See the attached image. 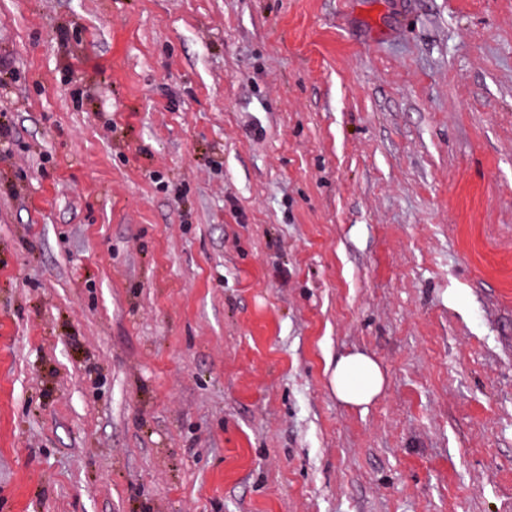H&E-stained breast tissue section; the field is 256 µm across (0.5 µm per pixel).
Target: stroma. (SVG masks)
Instances as JSON below:
<instances>
[{"mask_svg": "<svg viewBox=\"0 0 512 512\" xmlns=\"http://www.w3.org/2000/svg\"><path fill=\"white\" fill-rule=\"evenodd\" d=\"M2 60L0 512H512V0H0ZM330 383L339 401L363 409L382 397L387 385L379 362L362 352H352L338 358Z\"/></svg>", "mask_w": 512, "mask_h": 512, "instance_id": "obj_1", "label": "stroma"}]
</instances>
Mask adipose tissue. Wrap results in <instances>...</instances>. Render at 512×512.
<instances>
[{
    "label": "adipose tissue",
    "mask_w": 512,
    "mask_h": 512,
    "mask_svg": "<svg viewBox=\"0 0 512 512\" xmlns=\"http://www.w3.org/2000/svg\"><path fill=\"white\" fill-rule=\"evenodd\" d=\"M330 383L337 399L354 408H364L378 400L384 395L387 385L379 362L362 352H352L338 358Z\"/></svg>",
    "instance_id": "obj_1"
}]
</instances>
